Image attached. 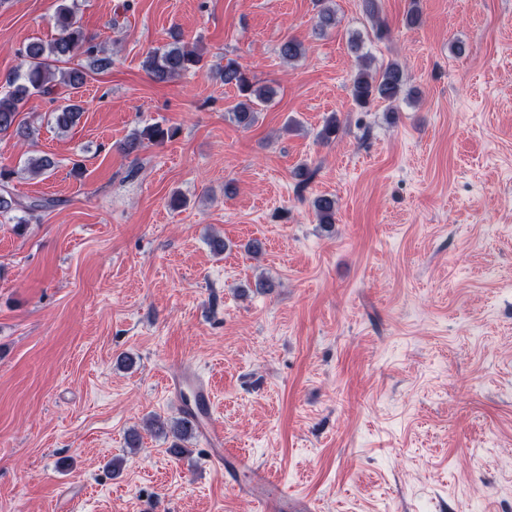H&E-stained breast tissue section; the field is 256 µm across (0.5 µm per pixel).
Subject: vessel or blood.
Segmentation results:
<instances>
[{
    "label": "vessel or blood",
    "instance_id": "obj_1",
    "mask_svg": "<svg viewBox=\"0 0 512 512\" xmlns=\"http://www.w3.org/2000/svg\"><path fill=\"white\" fill-rule=\"evenodd\" d=\"M187 386L194 389L203 403H210V388L196 374L186 373L173 377L168 383L169 390L175 394L181 393ZM197 430L213 462L223 465L226 485L232 491L249 494L260 504L262 512H307L306 499L289 498L283 487L268 473L256 467L248 456L225 447L222 422L208 415Z\"/></svg>",
    "mask_w": 512,
    "mask_h": 512
}]
</instances>
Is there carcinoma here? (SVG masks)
Instances as JSON below:
<instances>
[{
  "label": "carcinoma",
  "instance_id": "carcinoma-1",
  "mask_svg": "<svg viewBox=\"0 0 512 512\" xmlns=\"http://www.w3.org/2000/svg\"><path fill=\"white\" fill-rule=\"evenodd\" d=\"M318 11L317 28L324 31L336 26L334 9L327 5L329 0H315ZM366 14L375 21V36L382 40L388 35V28L379 18L378 0H363ZM55 36L49 41L40 39L27 42L19 50L22 64L19 68L6 74H0V139L18 138L26 140L33 130L29 124L19 119L25 100L39 94L56 101L58 88L70 90L82 88L88 81L90 73L103 72L112 67V56L104 54V50L94 42L93 37L85 31L76 16L74 8L67 0H60L53 15ZM172 42L162 48L150 51L143 60L144 70L156 83H168L187 73L196 72L204 67L203 58L196 50L182 43L181 34L170 35ZM304 54L302 44L294 39L281 43L279 55L283 61L292 63ZM86 57L90 67L76 62ZM224 85L237 92V102L233 106L236 122L244 127H252L258 120V106L267 102L272 89L257 82L249 71L238 61L229 59L218 72ZM405 85L402 69L396 63L388 64L378 75L373 76L360 70L351 78V93L355 103L368 107L371 102L380 99L394 101L398 99ZM82 107L77 103L57 105L52 112L54 127L66 132L80 118ZM178 134V129L164 128L160 125H149L136 133L123 145V150L132 153L144 142L160 143L171 140ZM55 166V161L48 155L28 158L23 170L32 174H42ZM17 171L0 166V214L22 210L32 214L44 207L41 200L23 203L15 199L7 190ZM314 209L322 224L334 223L336 200L329 196H320L313 201ZM175 442L169 452L179 457L185 453L181 441L192 436L194 424L187 418L177 419L170 428Z\"/></svg>",
  "mask_w": 512,
  "mask_h": 512
}]
</instances>
